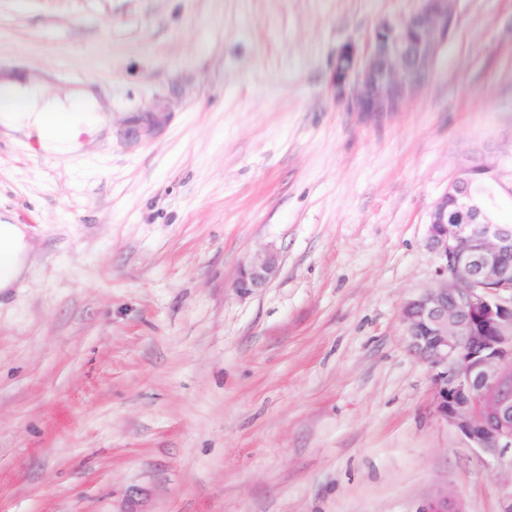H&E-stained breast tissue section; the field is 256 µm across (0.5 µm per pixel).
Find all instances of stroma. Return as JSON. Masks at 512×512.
Listing matches in <instances>:
<instances>
[{"instance_id":"obj_1","label":"stroma","mask_w":512,"mask_h":512,"mask_svg":"<svg viewBox=\"0 0 512 512\" xmlns=\"http://www.w3.org/2000/svg\"><path fill=\"white\" fill-rule=\"evenodd\" d=\"M419 5L0 0V70L99 105L66 161L0 135L29 244L0 293V512H415L442 487L501 512L512 463L436 418L401 311L440 285L427 222L460 169L512 179V0H458L405 111L329 91L343 44ZM167 108L159 101H155L138 116L134 123L137 125L136 134L146 133L149 134L152 131L160 128L166 120ZM279 269V257L273 251L255 255L245 264L234 282V288L241 295H250L265 288L276 276Z\"/></svg>"}]
</instances>
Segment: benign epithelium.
Here are the masks:
<instances>
[{
	"label": "benign epithelium",
	"mask_w": 512,
	"mask_h": 512,
	"mask_svg": "<svg viewBox=\"0 0 512 512\" xmlns=\"http://www.w3.org/2000/svg\"><path fill=\"white\" fill-rule=\"evenodd\" d=\"M397 23L377 25L370 47L344 44L330 69L329 88L345 111L401 112L425 86L457 28V0H420ZM153 102L138 116L136 133L166 120ZM512 182L497 163H467L429 214L426 247L437 255L441 285L408 300L402 320L411 352L431 373L433 412L473 447L498 460L512 456V224L499 205ZM273 251L255 255L234 282L242 295L276 276ZM415 512H461L448 492L428 496Z\"/></svg>",
	"instance_id": "benign-epithelium-1"
}]
</instances>
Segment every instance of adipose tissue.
Here are the masks:
<instances>
[{
    "label": "adipose tissue",
    "instance_id": "1",
    "mask_svg": "<svg viewBox=\"0 0 512 512\" xmlns=\"http://www.w3.org/2000/svg\"><path fill=\"white\" fill-rule=\"evenodd\" d=\"M94 96L89 88L73 90L67 101L46 99L39 79L19 85L0 79V127L10 132H37L42 149L64 156L77 150L82 128L95 126ZM21 224L0 223V289L12 287L24 274L28 257Z\"/></svg>",
    "mask_w": 512,
    "mask_h": 512
}]
</instances>
